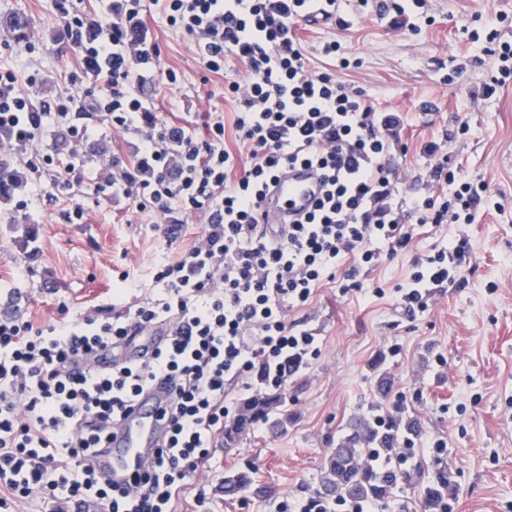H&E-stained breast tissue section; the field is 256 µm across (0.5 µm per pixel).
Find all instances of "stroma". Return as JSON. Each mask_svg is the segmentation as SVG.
<instances>
[{"instance_id": "stroma-1", "label": "stroma", "mask_w": 512, "mask_h": 512, "mask_svg": "<svg viewBox=\"0 0 512 512\" xmlns=\"http://www.w3.org/2000/svg\"><path fill=\"white\" fill-rule=\"evenodd\" d=\"M412 27L395 29L374 5L341 0L350 26L299 27L306 54L319 71L361 89L378 109L400 113L399 170L403 198L428 195L432 141L461 140L452 159L490 192L478 223L421 224L411 252L385 260L372 271L370 287L342 293L335 283L316 291L293 320L319 338V352L282 390L276 432L259 423L232 448L217 447L195 487L205 512H283L286 504L316 497L331 448L371 406L402 405L421 437L444 440L459 494L450 512H512V81L487 93L496 69L485 36L498 30L512 41V0H428ZM82 0H0V69L16 72L21 91L51 103L69 89L67 74L79 54L65 49L62 13L79 12ZM28 20L24 46H17L7 19ZM146 20L160 49L159 65L174 70L173 85L148 83L144 94L161 119L194 121L197 110L224 115V143L242 154L235 137V106L224 96L231 81L248 72L225 56L223 74L199 62L196 42L170 28L158 10ZM339 40L350 61L320 55L324 41ZM129 141L100 124L80 147L83 165L72 197L58 195L50 178L41 188L25 182L12 201L0 202V320L23 313L45 325L114 302L123 274L147 278L163 247L146 213L102 203L90 189L113 154L129 155ZM81 205L86 218L68 213ZM470 255L452 287L432 292L426 312L410 317L397 305L417 253L447 245L458 234ZM445 366H438V359ZM390 379L389 394L378 388ZM251 469L250 489L224 493V479Z\"/></svg>"}]
</instances>
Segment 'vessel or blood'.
<instances>
[{
    "label": "vessel or blood",
    "instance_id": "obj_1",
    "mask_svg": "<svg viewBox=\"0 0 512 512\" xmlns=\"http://www.w3.org/2000/svg\"><path fill=\"white\" fill-rule=\"evenodd\" d=\"M325 193L320 172L313 166L295 163L281 170L261 203L264 224H290L312 212ZM167 341L161 327L146 329L126 348L125 360L138 361ZM174 384L157 380L135 401L132 411L114 430L107 452L98 463L101 482L115 488L128 486L152 460L163 432L159 411L172 394Z\"/></svg>",
    "mask_w": 512,
    "mask_h": 512
}]
</instances>
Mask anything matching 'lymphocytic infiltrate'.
Wrapping results in <instances>:
<instances>
[{"instance_id": "f902f5d3", "label": "lymphocytic infiltrate", "mask_w": 512, "mask_h": 512, "mask_svg": "<svg viewBox=\"0 0 512 512\" xmlns=\"http://www.w3.org/2000/svg\"><path fill=\"white\" fill-rule=\"evenodd\" d=\"M317 2L347 27L337 0H153L170 27L196 38L207 71L223 72L228 53L248 69L247 82L227 88L250 160L238 177L223 115L207 113L201 137L159 119L142 94L146 82L177 80L174 71L151 67L160 52L144 0L101 8L87 53L112 66L100 71L92 97L70 91L48 105L19 93L13 71H0L7 144L34 145L50 116L77 144L108 123L137 144L130 158L113 156L104 200L151 212L167 236L194 214L206 219L178 259L155 264L145 300L56 325L28 317L0 323V512L59 491L100 512H177L230 416L225 386L285 387L317 355V336L290 321L291 312L327 281L363 290L370 269L410 248L416 225L477 223L487 184L449 167L440 143L423 148L428 180L452 185V197L400 199L389 162L398 113L375 109L360 90L314 70L294 32ZM136 54L145 68L131 66ZM296 162L320 170L326 192L303 221L277 234L256 215L281 168ZM465 253L461 240L414 258L398 290L401 309L411 317L425 312L433 289L455 283ZM159 322L171 333L166 350L140 363L112 359L133 329ZM160 376L177 379L179 388L149 469L130 487L103 488L94 466L99 448Z\"/></svg>"}]
</instances>
